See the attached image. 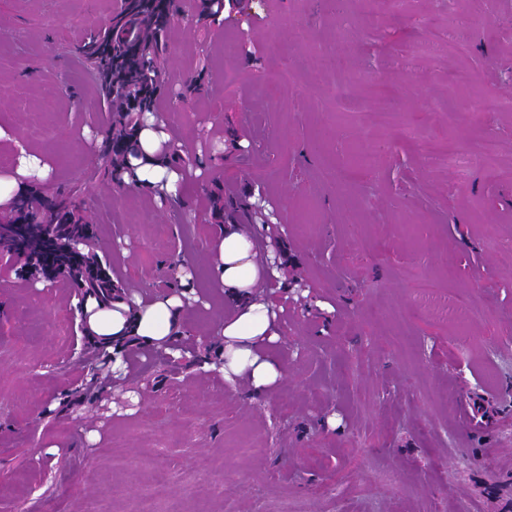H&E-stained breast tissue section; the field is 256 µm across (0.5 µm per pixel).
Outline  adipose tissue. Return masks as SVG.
<instances>
[{
    "instance_id": "ef3b65f1",
    "label": "adipose tissue",
    "mask_w": 512,
    "mask_h": 512,
    "mask_svg": "<svg viewBox=\"0 0 512 512\" xmlns=\"http://www.w3.org/2000/svg\"><path fill=\"white\" fill-rule=\"evenodd\" d=\"M169 139L165 124L145 113L133 133L123 182H135L160 197L178 196L184 177L167 147ZM212 273L224 290L227 315L216 329V357L202 359L197 368L220 374L230 383H244L249 396H267L286 375L267 352L280 337L281 323L265 288L281 280L282 261L275 251L259 253L248 227L231 221L213 246ZM70 304L84 322L85 335L107 353L114 378L126 376V352L132 346L182 356L176 347L187 314L181 294L162 292L147 298L116 290L104 300L75 295Z\"/></svg>"
}]
</instances>
